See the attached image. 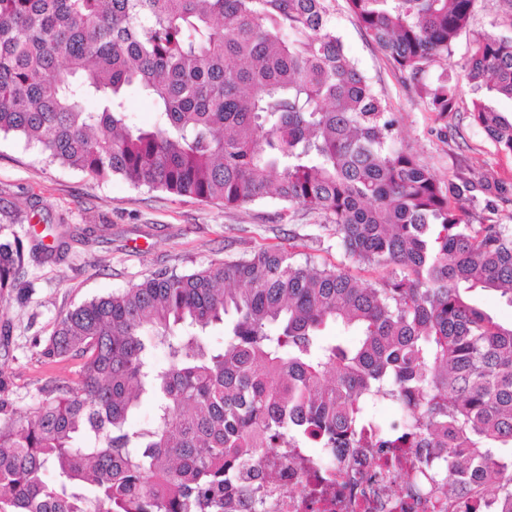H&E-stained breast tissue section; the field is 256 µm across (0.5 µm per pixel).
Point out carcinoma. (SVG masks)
I'll use <instances>...</instances> for the list:
<instances>
[{
    "label": "carcinoma",
    "mask_w": 512,
    "mask_h": 512,
    "mask_svg": "<svg viewBox=\"0 0 512 512\" xmlns=\"http://www.w3.org/2000/svg\"><path fill=\"white\" fill-rule=\"evenodd\" d=\"M333 0H0V135L98 181L239 207L274 194L332 225L350 269L259 249L166 270L66 312L41 356L82 359L16 415L0 381V512H224L268 483L274 448H420L441 482L512 512V225L476 212L474 170L444 186L397 146L394 121L344 50ZM477 0H347L365 34L440 118L457 111L451 48ZM512 101V36L461 65ZM148 98L149 126L129 119ZM470 115L512 153V117ZM30 230L0 240V297ZM224 346L206 342L226 323ZM334 324L352 344L328 340ZM163 345L154 365L148 345ZM145 427L129 424L141 398ZM383 399L398 424L374 414ZM129 116L131 122L139 126H149L154 121L151 102L140 95H133L129 100Z\"/></svg>",
    "instance_id": "carcinoma-1"
}]
</instances>
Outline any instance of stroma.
<instances>
[{
  "label": "stroma",
  "instance_id": "35a3bbf8",
  "mask_svg": "<svg viewBox=\"0 0 512 512\" xmlns=\"http://www.w3.org/2000/svg\"><path fill=\"white\" fill-rule=\"evenodd\" d=\"M333 24L344 47L387 104L398 145L440 179L470 165L491 184L512 190V153L500 151L470 117L477 93L461 70L476 33L512 34L507 0H477L469 28L451 55L459 110L437 119L414 86L366 38L346 0H334ZM63 225L68 248L53 256L30 254L13 292L0 300V378L17 414L28 413L50 380H76L80 359L46 362L40 352L63 314L85 300L110 294L151 275L192 270L215 260L244 257L268 247L293 249L318 264L346 266L330 228L311 215L290 213L276 197L236 208L135 188L115 178L43 161L36 147L0 136V224Z\"/></svg>",
  "mask_w": 512,
  "mask_h": 512
}]
</instances>
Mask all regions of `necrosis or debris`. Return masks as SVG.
<instances>
[{
    "mask_svg": "<svg viewBox=\"0 0 512 512\" xmlns=\"http://www.w3.org/2000/svg\"><path fill=\"white\" fill-rule=\"evenodd\" d=\"M322 448L274 449L272 485L245 490L225 512H484L479 484L466 493L418 484L427 467L415 448H340L325 470Z\"/></svg>",
    "mask_w": 512,
    "mask_h": 512,
    "instance_id": "obj_1",
    "label": "necrosis or debris"
}]
</instances>
